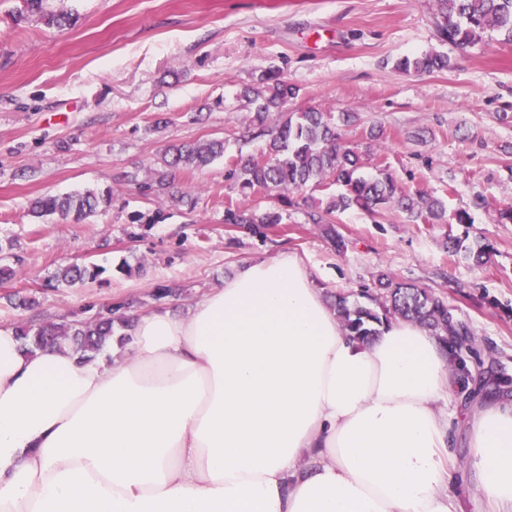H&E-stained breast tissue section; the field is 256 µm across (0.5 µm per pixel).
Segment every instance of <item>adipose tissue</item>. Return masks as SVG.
I'll list each match as a JSON object with an SVG mask.
<instances>
[{"instance_id":"ef3b65f1","label":"adipose tissue","mask_w":512,"mask_h":512,"mask_svg":"<svg viewBox=\"0 0 512 512\" xmlns=\"http://www.w3.org/2000/svg\"><path fill=\"white\" fill-rule=\"evenodd\" d=\"M436 337L359 342L298 255L140 313L91 361L0 328V512H459ZM489 512H512V402L467 421Z\"/></svg>"}]
</instances>
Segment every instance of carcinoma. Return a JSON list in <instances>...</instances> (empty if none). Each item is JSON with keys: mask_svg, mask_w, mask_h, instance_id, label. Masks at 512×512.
I'll return each instance as SVG.
<instances>
[{"mask_svg": "<svg viewBox=\"0 0 512 512\" xmlns=\"http://www.w3.org/2000/svg\"><path fill=\"white\" fill-rule=\"evenodd\" d=\"M437 36L439 41L456 48L467 49L479 44L491 33L503 36L512 43V0H435ZM26 11L37 15L48 25L62 27L69 22V13L49 11L46 0H25ZM450 58L438 52L404 56L396 61L401 71L431 73L449 68ZM298 89L276 70L262 74L257 83L245 87L240 93L249 110L248 128L258 136L266 137L265 149L258 157H240L233 162L229 177L241 191L277 192L278 209H262L256 204L243 209H227L224 222L250 230L259 224H280L283 209L293 207L292 195L308 187H337L323 210L308 212L313 224L322 227L325 237L337 250L345 247L336 232L331 216L358 207L369 212L398 209L411 221L426 224L448 223L447 209L438 198L424 193L406 192L388 171L375 175L363 173L367 153L356 144L343 139L342 127L354 121L355 116L345 112L339 116L316 109L285 112V103L297 97ZM281 113V121L270 125L271 113ZM224 156V140L213 138L193 143L170 145L161 158V168L151 178L139 183L150 190L174 187L176 172L186 168L202 169ZM109 194L94 191L46 196L35 199L31 206L34 216L58 215L73 218L80 224L110 206ZM448 250L463 253L465 259L482 266L490 259L492 247L476 241L464 244L460 238H448ZM105 269L97 265L69 264L61 266L52 275L59 285L73 286L98 279ZM387 290L382 303L374 306L351 304L345 296L336 297L335 308L344 331L354 339L367 342L393 319L416 323L436 336L457 360L453 337L466 336V327L458 322L448 303L425 288L391 279L384 284ZM114 320L110 316L96 315L74 323H50L36 331L20 328L17 336L29 351L42 349L61 342L68 343L79 360L87 361L101 353L113 335Z\"/></svg>", "mask_w": 512, "mask_h": 512, "instance_id": "1", "label": "carcinoma"}]
</instances>
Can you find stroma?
I'll return each instance as SVG.
<instances>
[{"mask_svg": "<svg viewBox=\"0 0 512 512\" xmlns=\"http://www.w3.org/2000/svg\"><path fill=\"white\" fill-rule=\"evenodd\" d=\"M71 13L66 30L18 21L24 0H0V327L37 329L97 314L182 306L223 286L243 265L283 252L307 265L325 299L368 304L378 278L431 290L472 335L464 387L444 406L452 446L467 454L466 417L480 391L512 398V44L494 38L466 50L440 46L433 0H49ZM442 48L452 65L434 73L393 61ZM299 94L287 110L352 112L343 137L362 143L375 125L366 174L384 167L409 192L469 211L468 224H423L397 210L336 213L337 251L307 212V189L275 226L225 223L230 206H276L242 194L230 160L259 155L239 94L267 70ZM220 138L224 156L178 173L174 191L143 194L175 141ZM110 192V207L73 224L33 218L34 198ZM195 207L174 202L172 192ZM490 243L476 267L449 253L448 235ZM104 267L102 280L53 287L69 263Z\"/></svg>", "mask_w": 512, "mask_h": 512, "instance_id": "1", "label": "stroma"}]
</instances>
